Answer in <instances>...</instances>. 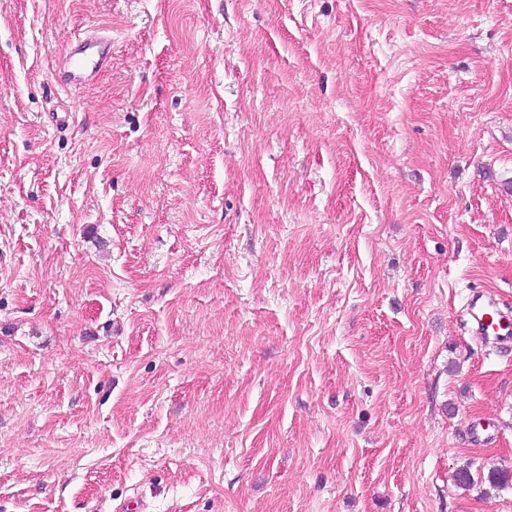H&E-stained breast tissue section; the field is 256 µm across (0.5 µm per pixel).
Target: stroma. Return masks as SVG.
Instances as JSON below:
<instances>
[{"instance_id":"stroma-1","label":"stroma","mask_w":512,"mask_h":512,"mask_svg":"<svg viewBox=\"0 0 512 512\" xmlns=\"http://www.w3.org/2000/svg\"><path fill=\"white\" fill-rule=\"evenodd\" d=\"M511 180L512 0H0V512H512ZM112 59V39L97 32L71 40L62 66L54 71L57 83L66 90L92 82ZM475 334L483 341L496 347L512 343V319L499 304L489 296L474 295L468 307ZM495 313V318L490 314Z\"/></svg>"}]
</instances>
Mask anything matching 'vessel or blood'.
Segmentation results:
<instances>
[{
    "mask_svg": "<svg viewBox=\"0 0 512 512\" xmlns=\"http://www.w3.org/2000/svg\"><path fill=\"white\" fill-rule=\"evenodd\" d=\"M112 59L111 38L96 32L71 40L64 61L54 77L62 88L92 82ZM474 331L483 341L496 347L512 344V316L501 311L489 296H473L468 307Z\"/></svg>",
    "mask_w": 512,
    "mask_h": 512,
    "instance_id": "1",
    "label": "vessel or blood"
}]
</instances>
